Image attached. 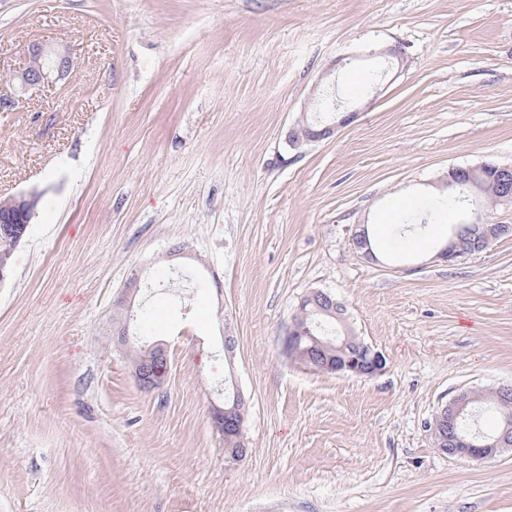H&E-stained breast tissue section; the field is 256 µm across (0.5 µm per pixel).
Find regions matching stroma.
Instances as JSON below:
<instances>
[{
  "label": "stroma",
  "instance_id": "1",
  "mask_svg": "<svg viewBox=\"0 0 512 512\" xmlns=\"http://www.w3.org/2000/svg\"><path fill=\"white\" fill-rule=\"evenodd\" d=\"M34 42L74 67L0 112V197L45 201L0 285V512H512V450L430 430L512 385V236L454 263L354 245L449 170L512 164V0H0V87ZM321 92L353 120L293 146ZM134 274L151 391L112 343ZM313 290L383 373L286 358ZM237 390L239 461L211 421ZM141 346H133L130 350L132 365L135 360H140L146 355ZM147 358L137 362L133 366L134 376L139 385L146 390H152L160 386L167 376L169 363L167 350L163 343H153L146 347ZM505 409V424L495 435L459 430L458 423L465 419L467 405L473 399V390L460 392L449 403L441 406L433 418L431 434L435 446L449 456L482 460L496 455L502 448L512 447L511 403L512 386L498 388Z\"/></svg>",
  "mask_w": 512,
  "mask_h": 512
}]
</instances>
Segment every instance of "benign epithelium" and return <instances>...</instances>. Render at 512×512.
<instances>
[{"instance_id":"1","label":"benign epithelium","mask_w":512,"mask_h":512,"mask_svg":"<svg viewBox=\"0 0 512 512\" xmlns=\"http://www.w3.org/2000/svg\"><path fill=\"white\" fill-rule=\"evenodd\" d=\"M73 59L67 49H53L41 43H33L28 48L25 67L11 77L22 92L36 89L52 80L61 81L71 73ZM335 126H324L320 129L307 121L299 120L289 131V141L294 145L316 142L331 137ZM483 166L469 168H453L448 171V179L444 187L449 190L473 182L476 174ZM498 200L501 203H512V165L495 166ZM42 194L32 190L15 196L0 199V237L10 243V251L0 254V284L10 272L8 258L11 250L24 238L35 207ZM466 223L473 225L476 231L472 247L452 235L438 252V257L454 262L489 248L496 240L504 235L512 234V225L492 224L484 214L475 210ZM140 288L137 278L131 279L126 285L125 302L119 303L124 315L117 319L113 326V336L117 345L126 346L130 342L129 319L132 298ZM309 298L314 303V311L320 315L334 317L338 302L327 292L313 291ZM319 323L308 322L304 319L292 321L284 339L283 350L287 357L292 358L299 352L298 343L306 339L310 346L305 352L316 357L314 365L320 371L372 377L384 372L386 359L384 355L364 342H359L360 349L355 353H345L347 339L331 343L330 338L317 335ZM147 358L133 366L134 376L139 385L152 390L160 386L167 376L169 363L167 350L161 343H153L146 347ZM502 406L505 409V424L501 431L494 435H484L480 432L469 433L458 428L459 421L465 419L467 405L473 399V391L460 392L449 403L441 406L433 418L431 426L435 446L444 454L482 460L497 454L503 448L512 447V386L498 388ZM212 419L215 428L221 436L234 437L240 433L247 419V401L240 391H235L234 403L228 407H214Z\"/></svg>"}]
</instances>
